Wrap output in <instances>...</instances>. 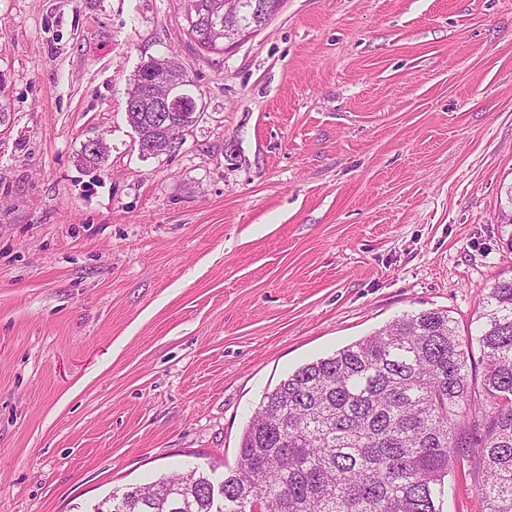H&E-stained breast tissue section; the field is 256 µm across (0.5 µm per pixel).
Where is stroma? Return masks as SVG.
<instances>
[{"instance_id":"obj_1","label":"stroma","mask_w":512,"mask_h":512,"mask_svg":"<svg viewBox=\"0 0 512 512\" xmlns=\"http://www.w3.org/2000/svg\"><path fill=\"white\" fill-rule=\"evenodd\" d=\"M160 56L200 112L145 156ZM0 104V512L221 481L288 374L512 275V0H283L221 54L185 0H0ZM134 79V86L129 93L128 101H138L142 94L143 87L148 80L163 77L174 83H179L187 96L193 97L191 91L186 89L192 86V81L181 69V67L172 58H151L143 63ZM171 82H154L147 86L143 99V104L138 101L137 104L141 112L136 107H126L127 120L137 134L149 138L154 136V132L148 123L152 125L159 133V139L170 140L171 130L177 128L180 135L190 128L182 118L184 100L183 93L177 84ZM164 87V95L159 97L155 95L156 86ZM194 98V97H193ZM148 112L147 116L146 113ZM145 118L147 121H145ZM168 145H174L171 141Z\"/></svg>"}]
</instances>
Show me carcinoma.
Masks as SVG:
<instances>
[{"mask_svg": "<svg viewBox=\"0 0 512 512\" xmlns=\"http://www.w3.org/2000/svg\"><path fill=\"white\" fill-rule=\"evenodd\" d=\"M158 77L192 85L174 59L152 58L128 100ZM126 113L137 135H154L146 113ZM479 321L472 341L446 310L406 314L288 375L243 430L224 512H443L457 468L477 478L481 512H512V277L489 288ZM211 489L204 474L176 473L93 512H213Z\"/></svg>", "mask_w": 512, "mask_h": 512, "instance_id": "carcinoma-1", "label": "carcinoma"}]
</instances>
